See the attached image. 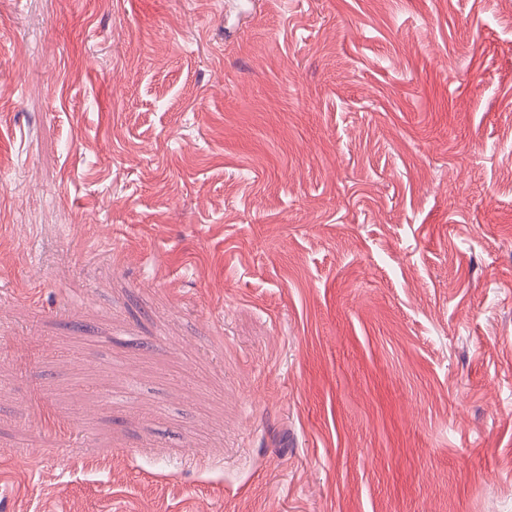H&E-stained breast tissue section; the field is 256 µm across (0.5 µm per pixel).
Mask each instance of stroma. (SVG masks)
<instances>
[{
    "label": "stroma",
    "instance_id": "obj_1",
    "mask_svg": "<svg viewBox=\"0 0 512 512\" xmlns=\"http://www.w3.org/2000/svg\"><path fill=\"white\" fill-rule=\"evenodd\" d=\"M0 512H512V0H0Z\"/></svg>",
    "mask_w": 512,
    "mask_h": 512
}]
</instances>
